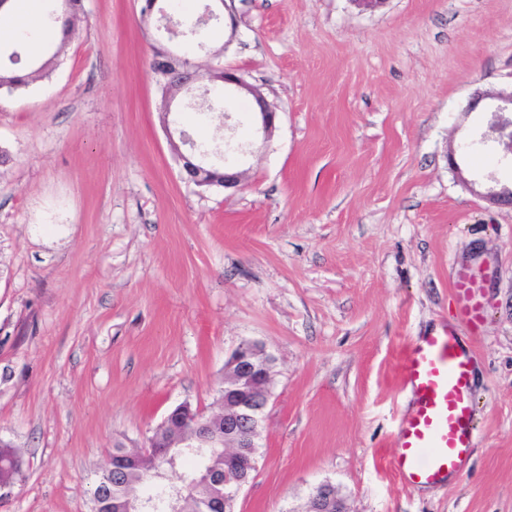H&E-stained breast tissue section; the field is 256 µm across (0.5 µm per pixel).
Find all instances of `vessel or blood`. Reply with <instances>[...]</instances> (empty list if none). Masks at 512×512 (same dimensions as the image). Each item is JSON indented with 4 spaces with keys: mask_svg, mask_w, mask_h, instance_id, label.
<instances>
[{
    "mask_svg": "<svg viewBox=\"0 0 512 512\" xmlns=\"http://www.w3.org/2000/svg\"><path fill=\"white\" fill-rule=\"evenodd\" d=\"M465 305L463 319L471 325L484 316V284L464 267L452 283ZM471 358L454 329L422 337L400 354L399 382L411 388L414 407L405 411L397 435V453L390 468L416 487L446 481L465 464L476 427L471 388Z\"/></svg>",
    "mask_w": 512,
    "mask_h": 512,
    "instance_id": "obj_1",
    "label": "vessel or blood"
}]
</instances>
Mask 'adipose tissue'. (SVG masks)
Returning a JSON list of instances; mask_svg holds the SVG:
<instances>
[{
	"label": "adipose tissue",
	"mask_w": 512,
	"mask_h": 512,
	"mask_svg": "<svg viewBox=\"0 0 512 512\" xmlns=\"http://www.w3.org/2000/svg\"><path fill=\"white\" fill-rule=\"evenodd\" d=\"M39 0H0V42L23 40L31 52H38L43 38L62 44L66 34L62 24H48L38 6Z\"/></svg>",
	"instance_id": "ef3b65f1"
}]
</instances>
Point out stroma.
<instances>
[{"label": "stroma", "instance_id": "stroma-1", "mask_svg": "<svg viewBox=\"0 0 512 512\" xmlns=\"http://www.w3.org/2000/svg\"><path fill=\"white\" fill-rule=\"evenodd\" d=\"M142 5L84 0L49 77L0 94V441L21 461L0 512H93L114 444L182 403L218 412L245 340L275 362L234 512H304L326 482L351 512H512V208L481 197L512 188L481 140L512 91V0H234L236 28L190 40ZM160 44L257 87L270 138L252 95L204 77L159 112ZM194 149L240 187L188 181ZM463 265L485 281L475 328ZM439 324L472 353L476 439L412 488L385 464L398 359Z\"/></svg>", "mask_w": 512, "mask_h": 512}]
</instances>
